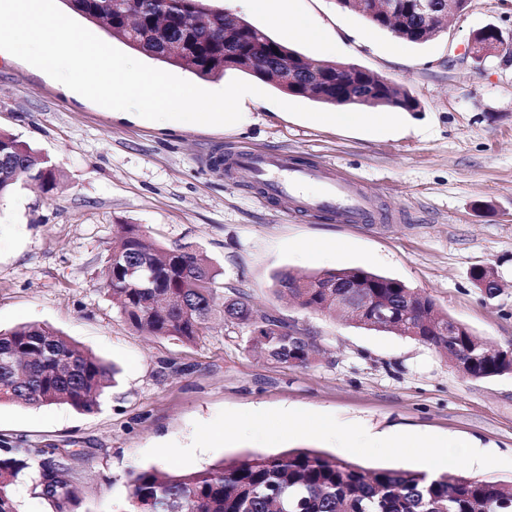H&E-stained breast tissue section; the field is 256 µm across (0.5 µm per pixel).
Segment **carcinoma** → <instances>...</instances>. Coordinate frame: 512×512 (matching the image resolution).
Listing matches in <instances>:
<instances>
[{
  "label": "carcinoma",
  "instance_id": "cac0c4a2",
  "mask_svg": "<svg viewBox=\"0 0 512 512\" xmlns=\"http://www.w3.org/2000/svg\"><path fill=\"white\" fill-rule=\"evenodd\" d=\"M191 0H67L68 7L87 21L103 25L112 37L154 60L191 72L203 79H221L224 67V24L234 23L235 44L257 55L264 70L278 68L287 57L304 54L273 39L262 29L231 14L218 11L191 25ZM403 40L421 44L439 36L426 19L404 18ZM157 35L144 37L145 27ZM307 67L322 73L325 87L313 100L343 107H370L413 111L417 101L403 86L368 95L354 81L336 80V71L350 67L340 61L307 58ZM33 181L45 192L56 187L51 161L0 131V197L20 181ZM148 256L166 269L155 288L135 291L124 287L121 265ZM217 270L191 244L150 246L137 225L123 224L112 240V249L101 270L103 284L119 314L136 330L181 342L196 343L220 316L225 325L250 327L260 319L261 335L249 336V349L277 364L303 368L314 357L309 336L288 332V322L258 309L241 290L220 292ZM362 276L370 281L388 277L361 268L321 271L304 278L283 273L277 292L303 309L325 308L345 313L367 329L397 333L442 353L459 373L482 380L512 372V355H485V343L464 324L458 335L439 336L450 317L438 311L434 301L396 281L385 289L396 306L391 324H380L364 307H340L336 292L351 293L345 284ZM305 279L312 287H294ZM344 288L334 289L336 283ZM417 314L402 318L406 306ZM115 369L91 353L79 350L56 330L34 324L0 331V401L25 406L64 404L89 412L96 396L111 386ZM0 455V512H19L12 486L24 471L37 468L41 495L55 512H74L79 504L75 478L44 448H26L13 454L3 441ZM130 512H512V485L470 477L461 471L427 475L406 469H366L337 460L310 448L279 454L249 453L226 458L193 472H168L156 467L130 474Z\"/></svg>",
  "mask_w": 512,
  "mask_h": 512
}]
</instances>
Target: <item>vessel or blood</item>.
Listing matches in <instances>:
<instances>
[{
  "instance_id": "vessel-or-blood-1",
  "label": "vessel or blood",
  "mask_w": 512,
  "mask_h": 512,
  "mask_svg": "<svg viewBox=\"0 0 512 512\" xmlns=\"http://www.w3.org/2000/svg\"><path fill=\"white\" fill-rule=\"evenodd\" d=\"M226 164L228 167H237L256 174L267 195L302 199L307 208L325 213L344 223L362 224L370 216L368 197L336 170L300 167L288 155L261 151L235 152L227 156ZM305 183L320 184V193L301 196L299 187Z\"/></svg>"
}]
</instances>
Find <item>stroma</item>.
Returning <instances> with one entry per match:
<instances>
[{"label":"stroma","mask_w":512,"mask_h":512,"mask_svg":"<svg viewBox=\"0 0 512 512\" xmlns=\"http://www.w3.org/2000/svg\"><path fill=\"white\" fill-rule=\"evenodd\" d=\"M234 13L314 59L344 60L404 86L418 100L406 128L365 133L283 110L317 103L259 82L239 128L121 117L0 53V131L47 156L60 186L18 184L0 197V330L48 326L118 369L97 408H32L0 402V438L14 448L59 449L79 484L78 512H129V474L167 442L190 445L194 425L223 409L329 413L374 432L405 431L476 441L505 458L468 475L512 484V374L474 381L433 347L359 327L280 298L284 272L363 267L403 281L496 347L512 345V54L466 58L485 26L512 37V0H470L437 39L414 45L343 10L338 0H293L291 14L321 34L312 41L238 4ZM464 61L452 64L454 53ZM236 148L285 152L337 167L356 180L378 218L341 224L265 198L253 174L225 176L219 157ZM149 240L194 245L221 286L304 326L319 352L305 368L249 350V330L218 325L202 341L150 338L131 328L100 272L118 225ZM336 242L304 259V244ZM489 267L502 290L484 297L471 279ZM312 448L379 469L337 445L295 439L240 442L198 453L192 470L249 452Z\"/></svg>","instance_id":"stroma-1"}]
</instances>
